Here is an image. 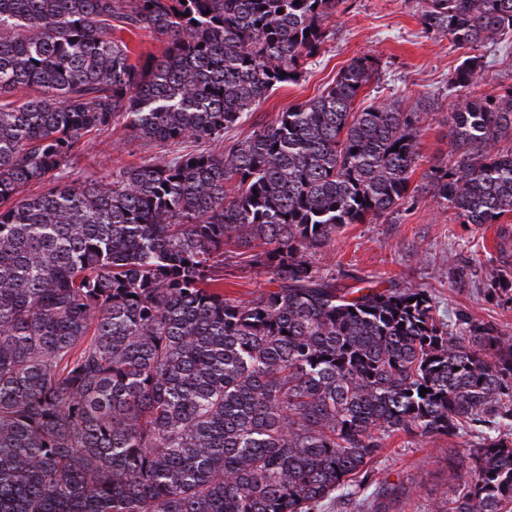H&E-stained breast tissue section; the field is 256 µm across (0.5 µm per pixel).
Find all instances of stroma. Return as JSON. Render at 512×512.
<instances>
[{"label": "stroma", "instance_id": "35a3bbf8", "mask_svg": "<svg viewBox=\"0 0 512 512\" xmlns=\"http://www.w3.org/2000/svg\"><path fill=\"white\" fill-rule=\"evenodd\" d=\"M329 27L324 50L300 81L275 90L244 124L227 130L225 140L248 137L289 105L320 95L353 57L374 55L380 78L365 87L357 107L395 101L405 111L426 115L418 137L421 158L411 177L415 193L393 217L345 226L312 260L324 274L349 282L363 278L385 287L425 289L436 316L448 324L464 311L512 336V301L488 292L492 273L512 271V222L459 223L438 204L432 186L433 168L450 158L449 120L457 98L449 94L448 80L464 51L448 37L425 30L419 0H346ZM482 54L479 89L512 87V44L489 46ZM168 153V148L129 140L116 124L85 136L73 166L105 176ZM484 433V427L476 426L461 438L399 434L387 439L371 479L403 487V494L387 501L389 512H432L443 493L461 482L465 471L460 461Z\"/></svg>", "mask_w": 512, "mask_h": 512}]
</instances>
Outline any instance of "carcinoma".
I'll use <instances>...</instances> for the list:
<instances>
[{
    "mask_svg": "<svg viewBox=\"0 0 512 512\" xmlns=\"http://www.w3.org/2000/svg\"><path fill=\"white\" fill-rule=\"evenodd\" d=\"M421 2L459 49L512 39V0ZM342 3L0 0V512H323L343 495L383 512L368 478L386 439L477 424L437 512H512V336L466 312L455 333L427 291L339 284L311 260L411 196L424 113L354 110L379 77L364 54L224 144L299 82ZM142 32L161 57L132 59ZM482 68L468 56L448 81L452 164L434 176L462 224L512 214V88L473 91ZM118 123L208 148L68 180L85 135ZM230 246L273 287L224 294Z\"/></svg>",
    "mask_w": 512,
    "mask_h": 512,
    "instance_id": "cac0c4a2",
    "label": "carcinoma"
}]
</instances>
